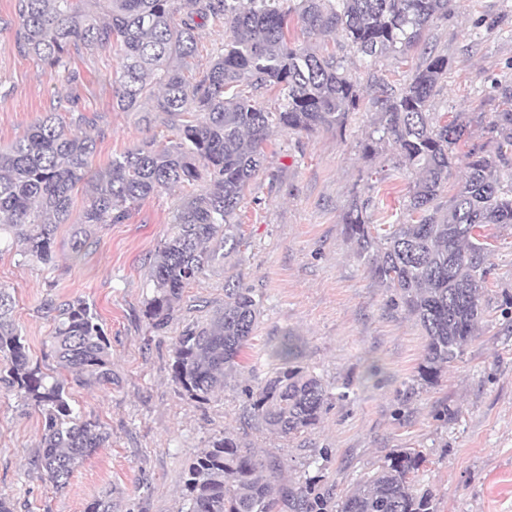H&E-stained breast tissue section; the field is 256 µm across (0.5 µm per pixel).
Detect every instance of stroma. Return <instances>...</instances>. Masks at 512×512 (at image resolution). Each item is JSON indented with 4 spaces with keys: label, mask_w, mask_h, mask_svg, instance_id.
<instances>
[{
    "label": "stroma",
    "mask_w": 512,
    "mask_h": 512,
    "mask_svg": "<svg viewBox=\"0 0 512 512\" xmlns=\"http://www.w3.org/2000/svg\"><path fill=\"white\" fill-rule=\"evenodd\" d=\"M15 3L0 0V147L53 106L66 118L84 116L80 130L96 137L98 166L142 140L168 136L158 113L113 107V51L73 52L68 71L56 73L19 54ZM484 18L496 20L495 29L481 26ZM291 38L334 51L358 83L360 107L340 130L272 134L239 211L245 246L185 289L166 330L150 328L144 301L152 258L185 188L141 201L122 223L94 228L78 256L73 225H60L52 268L0 249V287L15 298L13 316L32 363L60 372L53 316L43 307L50 296L94 308L112 353L111 386L69 388L75 411L97 419L110 439L60 491L29 464L42 435L41 412L0 390V497L14 512H85L105 493L112 512H182L185 470L226 431L245 451L277 463L276 487L308 483L326 512H336L338 500L399 448L423 454L415 487L433 494L438 512H512V226L498 228L492 241L476 337L432 384L416 378L425 346L419 323L372 277L344 227L356 196L372 197L373 223L408 219L413 174L394 168L390 146L366 149L380 120L371 104L377 81L403 88L430 46L448 58L433 111H495V83L512 84V0H453L449 16L434 20L421 45L375 59L340 32L310 37L295 28ZM228 279L252 289L262 314L243 369L196 403L173 381V344L188 323L203 320L198 304L222 307ZM291 335L301 340L299 365L319 376L334 399L314 430L289 440L250 420L245 390L280 367L275 351Z\"/></svg>",
    "instance_id": "1"
}]
</instances>
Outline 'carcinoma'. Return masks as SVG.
Returning <instances> with one entry per match:
<instances>
[{
	"mask_svg": "<svg viewBox=\"0 0 512 512\" xmlns=\"http://www.w3.org/2000/svg\"><path fill=\"white\" fill-rule=\"evenodd\" d=\"M451 0H16L15 48L54 70L66 69L70 49L118 48L112 105L126 112H159L173 139L144 140L93 167L97 141L72 131L52 108L21 138L0 148V241L20 245L23 262L55 266L54 241L61 224L76 225L73 250L80 254L91 228L119 224L135 203L179 185L202 184L177 207L171 235L159 246L150 272L151 296L144 317L157 332L168 327L184 288L239 251L243 237L237 210L246 188L263 168L264 144L281 128L313 133L339 129L358 108L359 88L333 54L324 55L290 38L298 25L309 35L344 32L368 57L416 46L433 19L448 16ZM224 24V53L195 76L191 59L199 30ZM448 59L427 52L424 65L399 91L378 85L377 137L366 149L388 144L394 166L416 173L406 211L416 222L371 223L373 200L353 199L345 230L370 273L413 314L425 337L418 366L432 384L461 357L483 316L481 294L491 272L493 230L512 225V85L496 86L509 107L486 115L490 143L473 142L471 122L430 111V100ZM282 91L274 110L253 96ZM466 170L461 186L441 201L456 164ZM87 202L73 215L74 189ZM55 313L54 356L70 377L30 365L24 337L13 319L15 299L0 287V388L21 406L41 411L43 432L32 466L58 490L109 433L70 404L69 381L112 384L110 343L87 303L44 301ZM260 303L252 290L224 283V307L204 322L188 324L173 348L179 393L204 402L240 367L255 331ZM277 356L290 363L257 389L247 388L251 417L285 438L315 429L331 393L322 380L292 364L297 346ZM423 456L410 448L387 455L356 484L337 512H436L434 497L414 486ZM275 465L242 452L226 431L190 463L186 512H276ZM288 500L310 501L307 487Z\"/></svg>",
	"mask_w": 512,
	"mask_h": 512,
	"instance_id": "carcinoma-1",
	"label": "carcinoma"
}]
</instances>
